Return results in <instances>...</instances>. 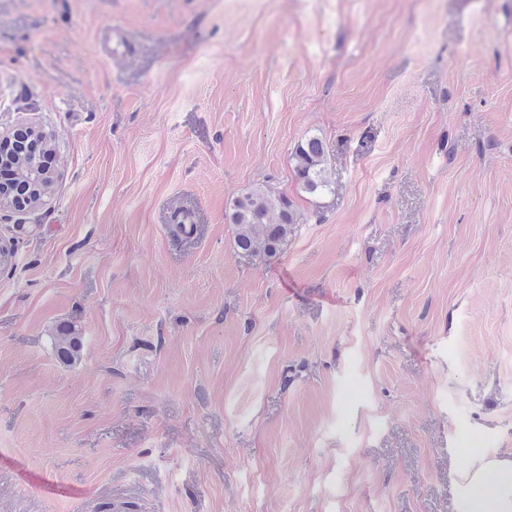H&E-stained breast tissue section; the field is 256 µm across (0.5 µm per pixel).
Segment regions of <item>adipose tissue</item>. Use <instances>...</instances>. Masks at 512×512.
Returning <instances> with one entry per match:
<instances>
[{
	"instance_id": "adipose-tissue-1",
	"label": "adipose tissue",
	"mask_w": 512,
	"mask_h": 512,
	"mask_svg": "<svg viewBox=\"0 0 512 512\" xmlns=\"http://www.w3.org/2000/svg\"><path fill=\"white\" fill-rule=\"evenodd\" d=\"M466 480L460 512H512V464L483 462Z\"/></svg>"
}]
</instances>
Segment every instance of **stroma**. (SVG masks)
<instances>
[{"instance_id":"1","label":"stroma","mask_w":512,"mask_h":512,"mask_svg":"<svg viewBox=\"0 0 512 512\" xmlns=\"http://www.w3.org/2000/svg\"><path fill=\"white\" fill-rule=\"evenodd\" d=\"M19 127L0 512H458L512 461V0H0ZM261 184L304 217L268 262ZM35 141L39 144L38 150H33L22 138H14L10 144L0 141V165L14 172L5 199L14 206L30 207L38 203L51 185V177L46 171L52 149L42 135ZM294 174L303 192L320 196L332 192V181L325 167L326 155L321 138L311 136L296 145L291 154ZM238 232L235 244L244 256L270 261L288 244L300 218L287 196L272 199L263 186L235 198L227 215ZM80 348V336H77L70 327L62 326L57 330L55 349L57 357L62 363L72 362L78 356Z\"/></svg>"}]
</instances>
